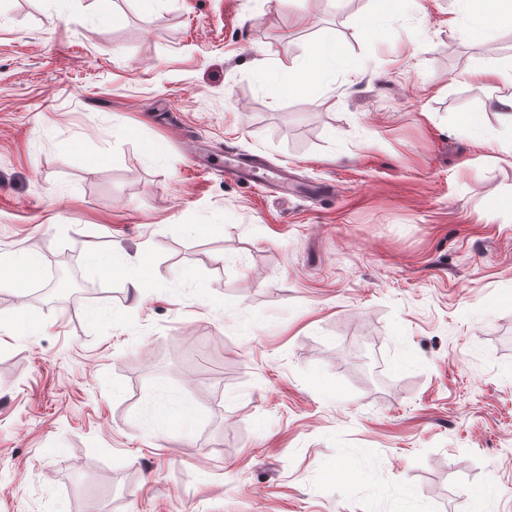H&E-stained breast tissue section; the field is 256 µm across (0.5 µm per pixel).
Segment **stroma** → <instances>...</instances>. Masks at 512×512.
Instances as JSON below:
<instances>
[{
    "mask_svg": "<svg viewBox=\"0 0 512 512\" xmlns=\"http://www.w3.org/2000/svg\"><path fill=\"white\" fill-rule=\"evenodd\" d=\"M384 7L0 0V512H512V29ZM263 164L257 156L243 157L240 154H230L225 167V173L241 182L252 184L263 189H270L273 193L288 196L293 183L282 173H273V176L262 172ZM86 255L103 277L111 278L119 272H123L118 257L112 253V250L102 252L96 245L89 244L86 247Z\"/></svg>",
    "mask_w": 512,
    "mask_h": 512,
    "instance_id": "1",
    "label": "stroma"
}]
</instances>
